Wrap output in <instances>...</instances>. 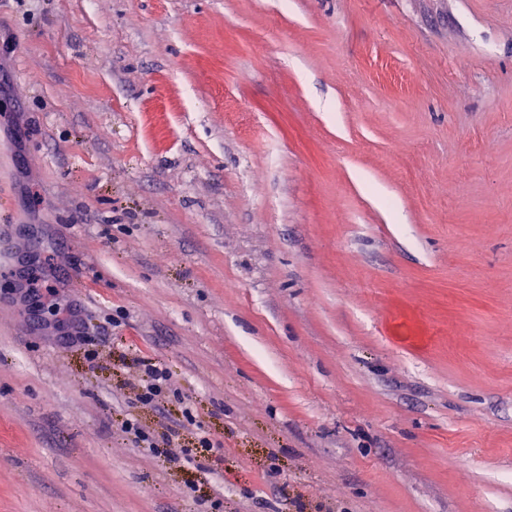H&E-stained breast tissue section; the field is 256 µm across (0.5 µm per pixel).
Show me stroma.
<instances>
[{
	"instance_id": "obj_1",
	"label": "stroma",
	"mask_w": 512,
	"mask_h": 512,
	"mask_svg": "<svg viewBox=\"0 0 512 512\" xmlns=\"http://www.w3.org/2000/svg\"><path fill=\"white\" fill-rule=\"evenodd\" d=\"M216 499L512 512V0H0V512ZM141 365L147 379L135 400L143 406H158L172 392L169 368L161 361L142 360ZM122 432L133 436V442L139 448H149V450L156 455H163L171 461L182 464H194L197 462V453L194 450L197 448H182L181 455L170 456L169 450L173 442L172 434L164 432L162 434H149L140 427L139 423L134 418H127L122 423ZM143 445V446H141Z\"/></svg>"
}]
</instances>
